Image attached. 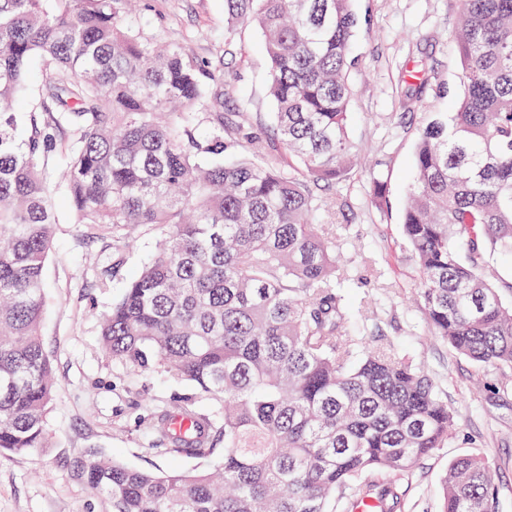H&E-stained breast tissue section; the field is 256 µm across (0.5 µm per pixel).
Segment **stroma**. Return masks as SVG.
<instances>
[{"label":"stroma","instance_id":"1","mask_svg":"<svg viewBox=\"0 0 512 512\" xmlns=\"http://www.w3.org/2000/svg\"><path fill=\"white\" fill-rule=\"evenodd\" d=\"M353 7L362 28L353 43L347 134L358 162L342 183L319 192L335 216L341 270L354 281L350 325L384 335L415 358L457 423L454 439L398 476V512H440L442 478L463 455L489 459L493 510L512 512V369L473 363L431 335L401 230L420 132L462 91L453 38L458 2L353 0ZM138 9L144 39L182 44L203 60L223 54L225 111L252 113L257 135L266 137L274 107L260 28L228 26L224 0H140ZM416 59L425 73L405 100L399 77ZM50 188L56 224L44 269L42 337L57 385L46 415L49 445L0 455V512H111L103 495L74 476V460L93 448L137 469L209 470L217 455L163 453L152 424L163 409L211 413L221 403L169 372L136 370L104 352L101 318L152 257L157 233L139 226L117 243L93 234L75 223L59 183Z\"/></svg>","mask_w":512,"mask_h":512}]
</instances>
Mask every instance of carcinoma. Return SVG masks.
Wrapping results in <instances>:
<instances>
[{"label":"carcinoma","mask_w":512,"mask_h":512,"mask_svg":"<svg viewBox=\"0 0 512 512\" xmlns=\"http://www.w3.org/2000/svg\"><path fill=\"white\" fill-rule=\"evenodd\" d=\"M463 92L423 130L403 216L432 333L477 364L512 367V307L480 273L512 256V0H458ZM262 30L272 134L224 111V57L143 39L127 0H0V453L44 448L55 382L43 271L55 219L50 131L77 138L61 172L76 223L117 238L154 226L156 253L112 304L102 346L166 368L222 403L184 408L172 451L224 458L155 474L89 450L75 475L112 512H393L400 474L448 442L453 411L430 377L379 338L352 336L320 183L349 171L351 0H225ZM39 104L13 111L32 62ZM206 125L196 133L194 120ZM27 125L23 137L18 127ZM281 147L300 166L258 160ZM468 242L461 258L457 242ZM490 462L448 468L441 512H493Z\"/></svg>","instance_id":"obj_1"}]
</instances>
